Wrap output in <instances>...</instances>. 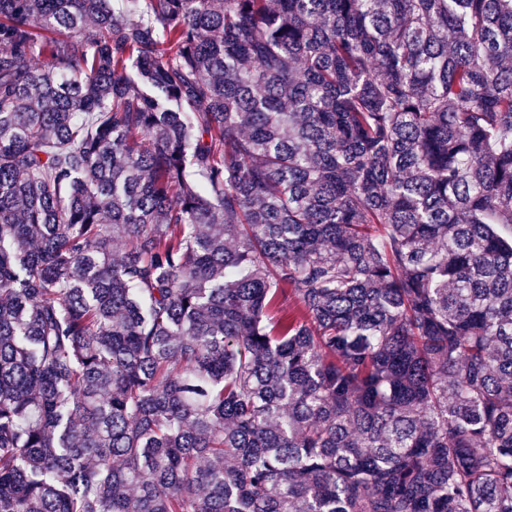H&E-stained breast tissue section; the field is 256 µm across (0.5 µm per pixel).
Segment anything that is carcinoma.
<instances>
[{
	"instance_id": "obj_1",
	"label": "carcinoma",
	"mask_w": 512,
	"mask_h": 512,
	"mask_svg": "<svg viewBox=\"0 0 512 512\" xmlns=\"http://www.w3.org/2000/svg\"><path fill=\"white\" fill-rule=\"evenodd\" d=\"M0 512H512V0H0Z\"/></svg>"
}]
</instances>
